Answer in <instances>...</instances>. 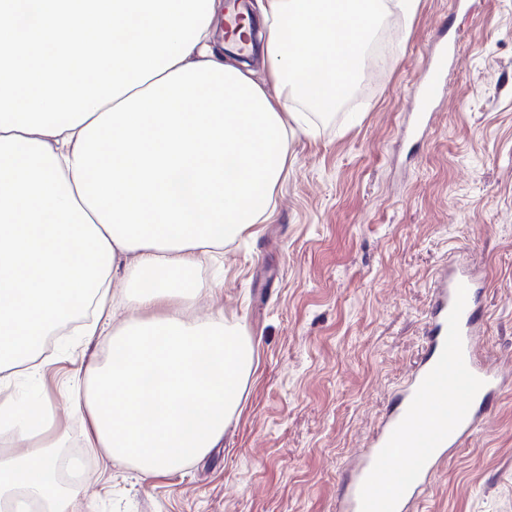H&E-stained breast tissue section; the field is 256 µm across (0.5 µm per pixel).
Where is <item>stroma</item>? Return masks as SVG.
Listing matches in <instances>:
<instances>
[{"label":"stroma","instance_id":"1","mask_svg":"<svg viewBox=\"0 0 512 512\" xmlns=\"http://www.w3.org/2000/svg\"><path fill=\"white\" fill-rule=\"evenodd\" d=\"M389 52L369 63L356 104L319 114L290 144L271 218L228 245L194 316L223 310L253 366L224 440L181 471L101 474L68 399L109 339L65 332L36 379L13 392L51 401L80 460L73 512H336L353 450L380 427L426 347L443 263L483 278L484 350L512 363V0H418L385 14ZM448 47L447 91L422 136L401 127L428 52ZM419 512H512V386L441 468Z\"/></svg>","mask_w":512,"mask_h":512}]
</instances>
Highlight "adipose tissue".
<instances>
[{
	"label": "adipose tissue",
	"instance_id": "obj_1",
	"mask_svg": "<svg viewBox=\"0 0 512 512\" xmlns=\"http://www.w3.org/2000/svg\"><path fill=\"white\" fill-rule=\"evenodd\" d=\"M416 0H254L270 85L212 31L222 0H0V512H68L53 405L7 389L36 376L50 332L124 310L106 360L71 396L103 463L170 474L220 442L252 364L223 313L185 310L203 256L261 223L288 169L297 98L329 111L362 75L386 6Z\"/></svg>",
	"mask_w": 512,
	"mask_h": 512
}]
</instances>
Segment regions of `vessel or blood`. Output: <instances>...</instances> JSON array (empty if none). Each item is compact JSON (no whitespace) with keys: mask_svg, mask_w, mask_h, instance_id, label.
Masks as SVG:
<instances>
[{"mask_svg":"<svg viewBox=\"0 0 512 512\" xmlns=\"http://www.w3.org/2000/svg\"><path fill=\"white\" fill-rule=\"evenodd\" d=\"M445 58L425 71L422 103L442 96ZM476 280L467 267L440 268L432 282L425 353L407 388L372 436L345 483L339 512H412L442 463L475 436L506 372L481 349Z\"/></svg>","mask_w":512,"mask_h":512,"instance_id":"vessel-or-blood-1","label":"vessel or blood"}]
</instances>
